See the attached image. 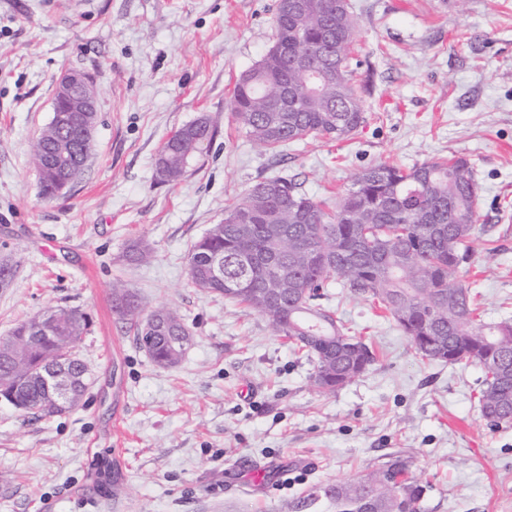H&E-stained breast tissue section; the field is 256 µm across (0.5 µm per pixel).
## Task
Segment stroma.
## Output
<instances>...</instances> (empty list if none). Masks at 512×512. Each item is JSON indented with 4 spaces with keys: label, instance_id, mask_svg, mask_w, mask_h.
Returning a JSON list of instances; mask_svg holds the SVG:
<instances>
[{
    "label": "stroma",
    "instance_id": "obj_1",
    "mask_svg": "<svg viewBox=\"0 0 512 512\" xmlns=\"http://www.w3.org/2000/svg\"><path fill=\"white\" fill-rule=\"evenodd\" d=\"M368 121L349 141L257 150L233 122L239 75L273 40L278 0H0V337L50 308L86 314L76 352L89 386L67 413L0 402V512H289L320 484L407 458L425 512H512V426L480 417L482 371L425 363L369 301L330 302L376 362L324 396L310 363L256 313L191 288V245L253 183L285 176L335 203L379 162L459 153L483 187L466 281L484 320L512 316V0H348ZM96 81V147L67 193L43 198L33 145L60 76ZM206 117L209 153L175 185L155 158ZM150 259L131 265L126 244ZM143 313L190 326L182 361L156 367L112 311L114 286Z\"/></svg>",
    "mask_w": 512,
    "mask_h": 512
}]
</instances>
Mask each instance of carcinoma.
Returning a JSON list of instances; mask_svg holds the SVG:
<instances>
[{"label":"carcinoma","instance_id":"cac0c4a2","mask_svg":"<svg viewBox=\"0 0 512 512\" xmlns=\"http://www.w3.org/2000/svg\"><path fill=\"white\" fill-rule=\"evenodd\" d=\"M295 14L278 0L273 43L235 82L230 109L239 128L262 152H274L308 136L350 139L367 121L362 90L354 82L351 49L357 23L347 0H304ZM214 138L201 117L170 135L156 166L164 183H176L194 158L208 152ZM67 142L71 170L46 164L39 177L42 196L67 191L95 147L80 126L48 125L38 137L33 163ZM481 186L464 155L439 157L411 168L380 162L360 170L350 188L329 209L302 192L293 180L273 176L250 186L224 208L187 256L190 284L199 291L254 311L293 351L313 366L310 379L329 395L365 374L375 363L371 348L355 336L337 312L324 306L326 281L336 276L353 298L370 301L409 337L424 362L475 365L484 373L481 417L492 428L512 423V318L487 323L464 281L479 237L476 209ZM150 249L127 244L125 258L142 262ZM284 288L268 298L272 277ZM113 311L137 326L135 340L161 369L180 363L192 333L173 311L150 316L163 321L156 339L143 344L148 320L127 289L115 291ZM52 338L29 344L32 320L0 338V393L14 396L27 411L47 412L36 383H19L4 358L12 349L32 368L60 360L75 378L78 396L86 390V364L73 353L87 330L86 316L57 309ZM423 486L408 459L392 456L350 482L319 486L290 504L308 512L324 502L332 512H424Z\"/></svg>","mask_w":512,"mask_h":512}]
</instances>
